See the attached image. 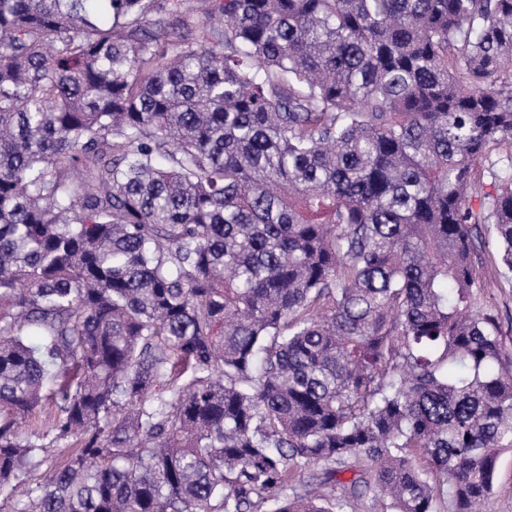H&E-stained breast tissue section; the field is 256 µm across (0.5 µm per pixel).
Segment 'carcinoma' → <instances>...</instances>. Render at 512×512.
<instances>
[{
	"label": "carcinoma",
	"instance_id": "carcinoma-1",
	"mask_svg": "<svg viewBox=\"0 0 512 512\" xmlns=\"http://www.w3.org/2000/svg\"><path fill=\"white\" fill-rule=\"evenodd\" d=\"M486 262L512 288V0H0L18 512H481Z\"/></svg>",
	"mask_w": 512,
	"mask_h": 512
}]
</instances>
